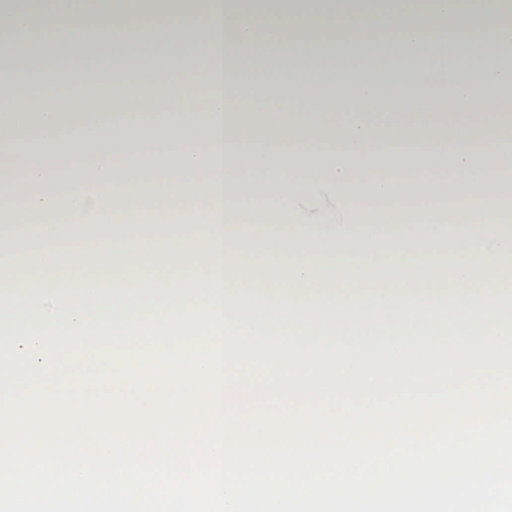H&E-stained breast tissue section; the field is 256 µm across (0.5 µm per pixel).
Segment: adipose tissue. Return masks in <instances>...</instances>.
<instances>
[{
    "mask_svg": "<svg viewBox=\"0 0 512 512\" xmlns=\"http://www.w3.org/2000/svg\"><path fill=\"white\" fill-rule=\"evenodd\" d=\"M459 14L481 38L436 39ZM0 34L12 37L1 50L0 150L26 146L20 162L0 166V207L14 214L0 226V280L20 273L27 286L0 308V330L93 327L118 316L159 322L206 308L248 337L417 339L441 322L452 333L512 330V307L483 275L512 266V227L495 222L512 182L489 166L485 192L469 189L477 155H499L512 137V115L460 126L431 111L440 72L457 62L470 73L453 95L473 112L489 111L488 88L512 91V0H289L260 12L239 0H69L53 10L0 0ZM311 38L346 46L380 38L385 50L357 65L288 54ZM182 54L194 58L189 76L150 78L157 56ZM78 56L111 63V82L88 91L76 74L61 89L62 63ZM294 72L319 82L282 102L273 76ZM245 86L266 95L247 98ZM329 99L339 121L324 113ZM89 138L97 149L76 163L70 145ZM170 140L171 168L142 171L135 188L116 185L138 144ZM365 159L374 171L367 196L350 178ZM309 165L323 174L307 195H331L336 207L286 220L293 187L281 172ZM175 174L192 177L197 203L176 235L146 220L141 192L165 191ZM242 177L252 195L237 203L230 188ZM445 209L451 255L425 221ZM119 223L133 233L112 234ZM328 239L342 248H318ZM32 240L41 258L16 265ZM168 251L198 272L196 287L147 278ZM258 259L278 276L253 280L248 303L234 300L235 272ZM32 291L46 308H28Z\"/></svg>",
    "mask_w": 512,
    "mask_h": 512,
    "instance_id": "1",
    "label": "adipose tissue"
}]
</instances>
